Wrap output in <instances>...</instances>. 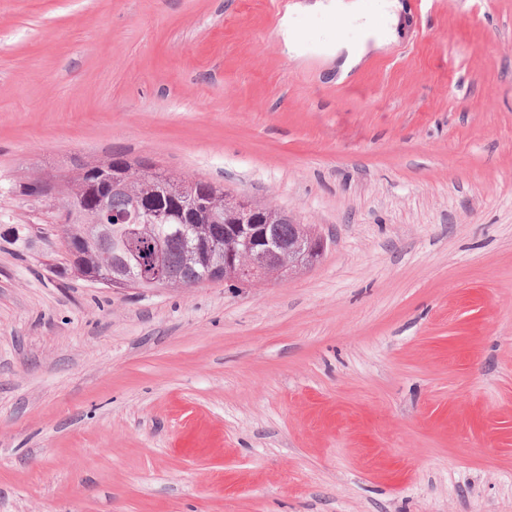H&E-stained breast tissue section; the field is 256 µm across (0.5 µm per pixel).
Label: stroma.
I'll return each mask as SVG.
<instances>
[{"label":"stroma","instance_id":"35a3bbf8","mask_svg":"<svg viewBox=\"0 0 512 512\" xmlns=\"http://www.w3.org/2000/svg\"><path fill=\"white\" fill-rule=\"evenodd\" d=\"M301 0H0V512H512V0H405L344 82ZM115 153L319 262L73 274L18 193Z\"/></svg>","mask_w":512,"mask_h":512}]
</instances>
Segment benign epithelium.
<instances>
[{"instance_id": "1", "label": "benign epithelium", "mask_w": 512, "mask_h": 512, "mask_svg": "<svg viewBox=\"0 0 512 512\" xmlns=\"http://www.w3.org/2000/svg\"><path fill=\"white\" fill-rule=\"evenodd\" d=\"M224 206L233 208L240 223L224 226V239H211L197 243V251L204 259L203 279L245 285L260 280L256 266H262L269 278L289 277L301 267L315 264L321 256L325 242L314 234L292 241L281 240L273 224L254 223V209L242 197H224ZM121 282H137L154 288H167L171 283L160 253L159 245L152 252L127 265Z\"/></svg>"}]
</instances>
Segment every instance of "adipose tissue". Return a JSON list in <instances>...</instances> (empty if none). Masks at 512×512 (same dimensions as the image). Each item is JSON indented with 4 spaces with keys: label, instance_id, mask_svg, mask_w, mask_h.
Masks as SVG:
<instances>
[{
    "label": "adipose tissue",
    "instance_id": "1",
    "mask_svg": "<svg viewBox=\"0 0 512 512\" xmlns=\"http://www.w3.org/2000/svg\"><path fill=\"white\" fill-rule=\"evenodd\" d=\"M403 9L401 0H378L375 10H368L364 0H314L306 10L315 14H333L355 25L358 40H340L326 52L336 62L338 76H346L372 49H381L396 41Z\"/></svg>",
    "mask_w": 512,
    "mask_h": 512
}]
</instances>
